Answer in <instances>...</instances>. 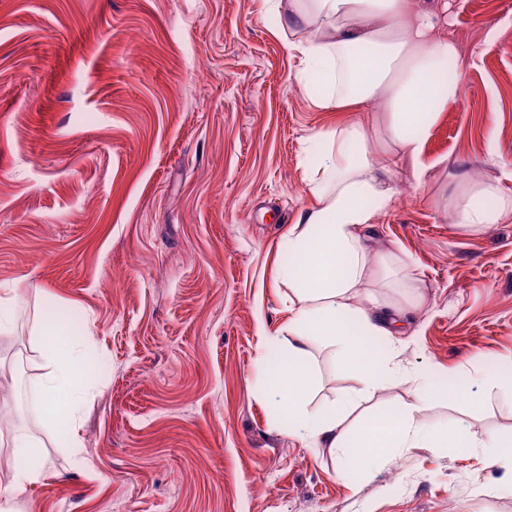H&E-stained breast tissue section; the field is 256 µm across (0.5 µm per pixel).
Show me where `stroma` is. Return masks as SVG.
<instances>
[{"label":"stroma","instance_id":"1","mask_svg":"<svg viewBox=\"0 0 512 512\" xmlns=\"http://www.w3.org/2000/svg\"><path fill=\"white\" fill-rule=\"evenodd\" d=\"M454 41L466 109L440 112L432 178L397 177L373 223L404 285V365L458 379L421 419L512 439L494 368L512 365V222L451 223L460 165L512 196V0H413ZM497 38H488L489 29ZM264 0H0V290L23 325L46 310L90 325L82 461L38 410L0 431L41 441L50 468L0 512H512V459L483 449L387 450L338 477L324 449L273 429L257 363L288 322L282 244L308 207L304 148L336 113L299 90V55ZM42 337L0 339V412L26 358L40 388ZM319 407L364 388L318 339Z\"/></svg>","mask_w":512,"mask_h":512}]
</instances>
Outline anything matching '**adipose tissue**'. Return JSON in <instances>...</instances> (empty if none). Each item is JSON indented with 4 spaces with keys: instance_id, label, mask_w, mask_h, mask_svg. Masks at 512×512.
<instances>
[{
    "instance_id": "adipose-tissue-1",
    "label": "adipose tissue",
    "mask_w": 512,
    "mask_h": 512,
    "mask_svg": "<svg viewBox=\"0 0 512 512\" xmlns=\"http://www.w3.org/2000/svg\"><path fill=\"white\" fill-rule=\"evenodd\" d=\"M282 25L307 37L295 45L300 55L297 78L314 107L328 112L373 111L371 123L340 122L313 132L306 141L304 184L312 198L288 232V251L297 265L280 272L294 293L288 306V343L265 337L258 358L269 367L284 355L292 377L288 384L265 388L294 418L289 433L309 447L327 449L338 461L358 458L364 467L391 448H435L453 439L452 428L423 422L422 404L454 398L462 386L449 380L435 392L430 379L410 375L394 343L405 322L401 313L368 291L370 229L375 217L395 201L394 161L408 159L416 184L433 170L424 159L430 129L448 103L458 100L460 78H444L446 64L458 57L456 44L437 36L426 14L412 0H274ZM460 192L448 198L453 223L497 224L512 219V197L495 186L462 175ZM319 336L335 341L343 363L381 390L398 380L414 384L412 402L399 412L366 420L350 429L348 417L358 395L309 410L306 395L314 382L308 364ZM40 415L45 426L75 428L88 398L90 374L79 340L64 338L45 349ZM19 489L38 483L46 460L27 435H14L12 452L0 459Z\"/></svg>"
}]
</instances>
